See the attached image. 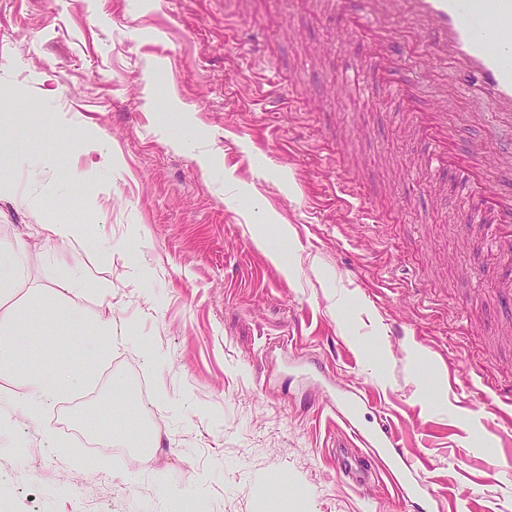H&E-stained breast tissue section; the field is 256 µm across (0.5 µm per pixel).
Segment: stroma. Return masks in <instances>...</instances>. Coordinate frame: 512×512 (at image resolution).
I'll return each instance as SVG.
<instances>
[{
  "label": "stroma",
  "instance_id": "35a3bbf8",
  "mask_svg": "<svg viewBox=\"0 0 512 512\" xmlns=\"http://www.w3.org/2000/svg\"><path fill=\"white\" fill-rule=\"evenodd\" d=\"M244 16L265 60L237 45ZM343 26L319 0H0V153L49 173L30 207L0 181V248L29 245L20 356L0 374V512H412L384 478L358 492L337 476L342 395L367 426H399L437 512H512V429L487 410L491 383L512 382L497 319L512 261L469 249L480 227L447 178L406 175L428 144L377 75L340 90L361 50ZM99 140L108 178L84 151ZM36 223L86 225L70 268ZM78 270L93 281L75 294ZM74 304L123 342L90 349ZM399 321L414 334L393 336ZM31 346L91 377L37 428L12 407ZM99 420L160 444L94 459L60 427Z\"/></svg>",
  "mask_w": 512,
  "mask_h": 512
}]
</instances>
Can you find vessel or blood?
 I'll return each mask as SVG.
<instances>
[{"label":"vessel or blood","mask_w":512,"mask_h":512,"mask_svg":"<svg viewBox=\"0 0 512 512\" xmlns=\"http://www.w3.org/2000/svg\"><path fill=\"white\" fill-rule=\"evenodd\" d=\"M325 11L346 17L349 36L364 38L363 60L347 67L341 76L347 89L357 87L364 72L381 74L391 97L406 103L415 132L430 141L423 165L448 169L457 175L464 200L479 198L480 208L469 209L467 223L486 225L481 247L512 255V184L500 176L512 172V146L486 153L478 145L485 125L473 128L463 139L448 112L447 97L423 94L419 76L410 65L423 52L427 65L440 78L449 79L460 95L481 92L498 105L495 121L512 124V0H323ZM346 403L339 419L348 429L352 450L337 448L336 473L354 487L368 475L382 471L396 490L412 486L419 512H430V491L418 468L409 464L389 424L365 429Z\"/></svg>","instance_id":"obj_1"}]
</instances>
